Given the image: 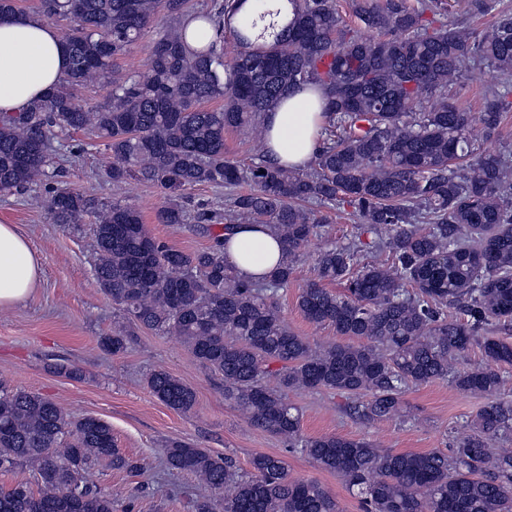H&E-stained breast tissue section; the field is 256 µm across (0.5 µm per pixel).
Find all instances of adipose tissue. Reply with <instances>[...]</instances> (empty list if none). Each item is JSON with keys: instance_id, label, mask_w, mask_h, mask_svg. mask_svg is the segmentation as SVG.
Here are the masks:
<instances>
[{"instance_id": "ef3b65f1", "label": "adipose tissue", "mask_w": 512, "mask_h": 512, "mask_svg": "<svg viewBox=\"0 0 512 512\" xmlns=\"http://www.w3.org/2000/svg\"><path fill=\"white\" fill-rule=\"evenodd\" d=\"M66 43L53 24L28 14L0 19V114L25 111L50 91L68 69ZM321 86L293 89L264 115V155L271 163L305 168L319 147L325 121ZM227 259L244 279L255 280L274 267L281 246L262 224H244L229 236ZM41 264L27 240L0 224V309L23 300L39 282Z\"/></svg>"}]
</instances>
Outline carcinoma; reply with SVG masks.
<instances>
[{
	"instance_id": "carcinoma-1",
	"label": "carcinoma",
	"mask_w": 512,
	"mask_h": 512,
	"mask_svg": "<svg viewBox=\"0 0 512 512\" xmlns=\"http://www.w3.org/2000/svg\"><path fill=\"white\" fill-rule=\"evenodd\" d=\"M239 2L212 0L197 14L215 37L190 51L183 0H40L39 17L72 22L70 64L43 99L0 118V192L45 175L55 132L105 139L112 183L137 177L159 186L175 201L158 222L191 219L210 240L186 254L152 236L136 208H98L94 271L113 305L145 329L180 337L224 378V399L250 425L343 478L364 512H512V448L493 447L512 434V400L501 396L512 345L482 334L490 323L512 322V160L476 148L512 112V14L499 13L478 33L444 21L443 0H351L361 33L344 23L336 0H291L284 34L266 20L270 11L231 26ZM160 10L173 24L154 41L146 69L113 83L109 101L93 112L75 102L72 90L106 77ZM475 63L506 86L489 91L477 114L448 95ZM308 83L324 89L326 117L309 171L278 167L260 151L247 163L226 156L227 131L262 137L264 114ZM201 185L224 188V209L179 202ZM48 193L58 224H80L91 212V202L68 188ZM313 204L352 208L387 258L359 263L360 239L325 237ZM251 223L267 225L283 254L266 276L247 282L224 246L235 225ZM314 237L325 241L298 308L356 345L314 348L279 315L274 296ZM335 282L344 294L327 288ZM450 307L463 318L448 317ZM475 345L484 363L453 368ZM448 378L488 402L447 453L305 437L288 402L290 390L333 391L370 424L402 415L409 386ZM148 387L174 410L195 404L194 392L163 370L151 373ZM164 454L169 468L201 478L195 512H340L317 482L290 478L280 456L259 454L241 473L228 457L181 440ZM22 464L36 471L40 488L19 481L1 491L0 512H112V497L88 483L89 469L140 468L115 448L108 422H73L53 400L0 383V472Z\"/></svg>"
}]
</instances>
